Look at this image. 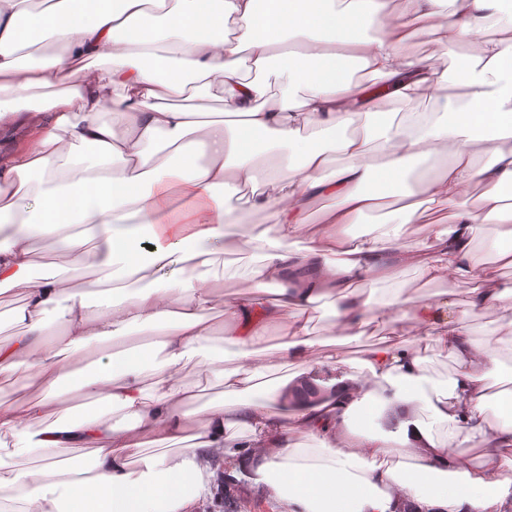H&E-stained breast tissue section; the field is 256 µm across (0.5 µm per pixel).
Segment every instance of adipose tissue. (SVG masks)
Wrapping results in <instances>:
<instances>
[{
	"label": "adipose tissue",
	"instance_id": "adipose-tissue-1",
	"mask_svg": "<svg viewBox=\"0 0 512 512\" xmlns=\"http://www.w3.org/2000/svg\"><path fill=\"white\" fill-rule=\"evenodd\" d=\"M500 3L0 0V130L26 123L0 157V295L23 302L18 333L0 338V377L33 391L0 399V446L38 458L0 460V512H191L217 461L286 512H512V416L486 409L498 359L471 338L454 291L468 285V313L496 308L501 339L512 337V284L499 278L512 269V26H498ZM421 31L444 45L468 40L469 65L411 54ZM351 62L377 90L348 76ZM191 82L225 113L172 106ZM427 94L434 111L375 128L390 102ZM282 148L285 168L274 160ZM437 156L445 162L423 184L438 208L428 217L403 184L414 161ZM475 186L478 205L463 204ZM320 198L332 205L310 221ZM251 209L266 216L253 236L260 259L250 288L228 301L214 265L239 246ZM381 209L383 230L352 235ZM486 221L497 237L480 261L475 229ZM38 239L77 269L95 256L124 287L91 277L71 288L56 265L35 272ZM404 270L446 288L376 306L357 286ZM325 297L339 314L320 353L310 324ZM402 322L413 342L371 346L364 374L346 373L341 344ZM217 333L235 366L219 375L221 402L197 412L185 370L196 363L198 381L209 379ZM133 334L136 349L107 356L93 376L76 370L93 345ZM428 342L457 365L441 389ZM287 366L301 377L257 395ZM71 389L120 422L92 410L46 423ZM372 412L396 418L402 461L368 428ZM440 425L454 445L478 449L476 467L460 468ZM78 448L88 462L69 460Z\"/></svg>",
	"mask_w": 512,
	"mask_h": 512
}]
</instances>
